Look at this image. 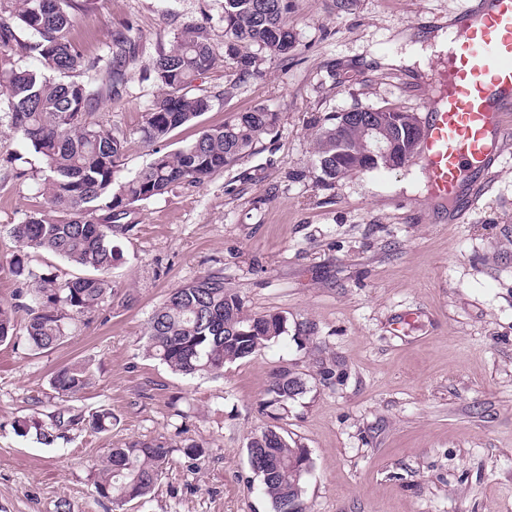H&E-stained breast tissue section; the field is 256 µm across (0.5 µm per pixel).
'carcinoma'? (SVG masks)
<instances>
[{"label": "carcinoma", "instance_id": "obj_1", "mask_svg": "<svg viewBox=\"0 0 512 512\" xmlns=\"http://www.w3.org/2000/svg\"><path fill=\"white\" fill-rule=\"evenodd\" d=\"M90 0H0V112L10 130L44 162L43 194L49 209H32L10 227L19 253L11 274L29 293L18 303L0 305V343L16 336L15 310L24 309L28 344L43 350L67 336L68 321L93 314L112 299L109 273L120 258L118 241L133 228L121 224L139 202L185 184L200 183L212 173L249 154L256 143L275 131L278 114L263 105L234 115L220 126L202 130L186 146L167 151L163 142L175 129L195 121L212 107L213 96L194 82L214 64L205 27L192 25L173 35L172 46L160 51L150 66L162 92L149 104L141 129L153 146L141 169L122 174L126 139L88 121L105 98L120 96L124 67L136 58L138 33L124 26L112 34L106 50L86 58L72 32ZM290 0H224V55L233 63V86L261 75L264 58L286 64L294 57L296 35L288 26ZM37 62L32 67L27 60ZM318 168L323 180L363 171L364 154L358 123L345 113L332 115L316 132ZM50 252L85 270L60 281L29 265V252ZM287 332L286 317L248 316L242 301L224 286V275L211 272L168 293L147 322L149 355L184 376L215 375L224 365L252 356ZM87 365L60 369L52 385L69 397L90 384ZM307 390L304 379L283 368L273 375L269 392L286 403ZM81 415L59 412L53 426L32 419L21 433L35 431L45 444L66 439L85 422ZM95 432L112 426V411L101 409L87 420ZM267 432L251 438L248 454L262 461L257 472L274 512H305L295 486H303L306 449L283 441L263 447ZM170 450L161 444L135 441L114 448L94 476L97 495L120 504L152 493Z\"/></svg>", "mask_w": 512, "mask_h": 512}]
</instances>
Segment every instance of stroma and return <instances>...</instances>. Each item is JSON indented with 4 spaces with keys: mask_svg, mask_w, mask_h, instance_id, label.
I'll return each instance as SVG.
<instances>
[{
    "mask_svg": "<svg viewBox=\"0 0 512 512\" xmlns=\"http://www.w3.org/2000/svg\"><path fill=\"white\" fill-rule=\"evenodd\" d=\"M463 2L356 0L339 12L333 0H292L288 66L263 63L228 97L229 64L202 76L214 106L174 130L167 149L257 105L278 112L277 131L203 182L138 203L110 272L111 303L72 320L62 344L0 345V512H57L63 500L71 512H273L247 456L270 428L309 455L306 512H512V140L457 224L430 198L421 161L330 186L317 166L314 124L328 116L396 106L428 119L433 78L383 60L404 53L409 36L447 27ZM223 16L224 0H91L79 17L73 37L90 57L121 24L140 32L120 97L93 115L126 138L125 171L150 159L140 137L158 92L150 60L199 22L223 55ZM22 155L0 125L2 304L20 288L7 229L45 203L38 158L27 156L24 179L12 175L9 161ZM216 271L248 314H281L288 331L221 376L176 374L147 355V320L172 289ZM302 323L313 327L306 345ZM320 355L336 360L331 381L317 373ZM78 361L92 383L70 398L51 379ZM283 366L307 391L267 406ZM62 408L109 409L112 426L50 446L17 432ZM133 441L164 444L169 462L150 496L118 508L95 494L94 471L108 449Z\"/></svg>",
    "mask_w": 512,
    "mask_h": 512,
    "instance_id": "35a3bbf8",
    "label": "stroma"
}]
</instances>
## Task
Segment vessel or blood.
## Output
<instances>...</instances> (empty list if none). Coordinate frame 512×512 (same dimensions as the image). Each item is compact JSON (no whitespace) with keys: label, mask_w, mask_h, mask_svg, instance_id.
<instances>
[{"label":"vessel or blood","mask_w":512,"mask_h":512,"mask_svg":"<svg viewBox=\"0 0 512 512\" xmlns=\"http://www.w3.org/2000/svg\"><path fill=\"white\" fill-rule=\"evenodd\" d=\"M451 25L445 91L420 152L431 195L458 218L478 200L462 196L463 184L490 173L512 138V0H465Z\"/></svg>","instance_id":"obj_1"}]
</instances>
